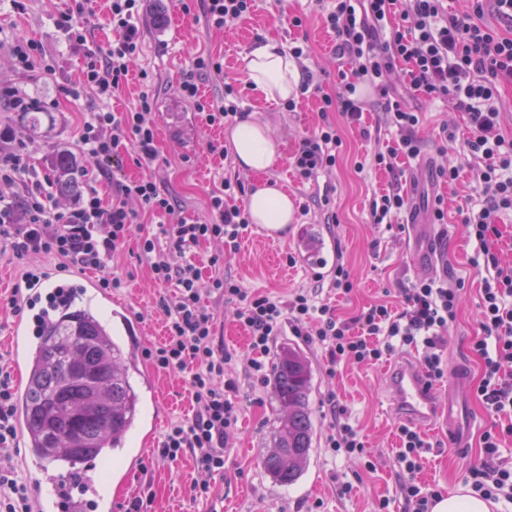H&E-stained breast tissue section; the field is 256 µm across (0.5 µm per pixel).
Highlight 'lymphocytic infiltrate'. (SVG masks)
Returning a JSON list of instances; mask_svg holds the SVG:
<instances>
[{"instance_id": "f902f5d3", "label": "lymphocytic infiltrate", "mask_w": 512, "mask_h": 512, "mask_svg": "<svg viewBox=\"0 0 512 512\" xmlns=\"http://www.w3.org/2000/svg\"><path fill=\"white\" fill-rule=\"evenodd\" d=\"M106 26L116 37L107 48H90L89 31L81 21L87 0H66L55 17L56 27L69 43L83 52L76 81L63 86L64 95L89 93L111 97L128 82L141 51L135 24L142 0H108ZM328 29L340 40L335 94L319 96L324 119L317 133L306 139L294 157L293 167L302 178L335 169L342 139L330 113L348 123L360 124L368 100L364 89L377 92L384 101L385 123L396 136L394 147L371 156L373 166L392 168L397 154L417 156L415 128L419 115L403 99L390 93L386 78L397 62H405L409 95L443 99L465 113L470 135L463 142L467 167L446 163L438 175L455 183L469 170L476 196L461 222L476 245L472 260L483 275L479 305L481 336L471 349L480 361L474 390L494 424L480 437L483 461L472 468L469 479L481 499L512 507V465L502 450L512 438V266L502 265L497 249L501 237L500 213L512 210V139L500 131L503 105L501 89L512 86V0H471L468 13L453 10L448 0H335L323 16ZM6 58L11 70L28 74L34 69L52 72L40 45L18 36L9 43ZM221 62L198 55L183 71L177 91L193 102L208 125L221 126L240 118L242 109L234 84L224 86V101L201 99L199 89L206 76L223 77ZM144 88L136 102L123 112L99 109L85 119L79 142L91 163L86 185L69 204L51 190L48 176L32 163L25 140L11 128L0 130V241H6L15 257L48 255L80 269L95 270L99 284L112 285L109 263L132 232L139 214L169 216L163 233L167 251H160L156 237L141 239V249L151 255L156 281L174 283V300L160 299L166 317V337L160 346L143 355L156 369L184 372L193 400L191 417L173 423L165 433L157 459L174 463L191 456L206 473L224 470L227 436L238 423L239 386L228 370L230 354L217 334L213 313L201 300L200 272L186 255L205 241L222 242L234 251L247 229L249 216L241 182L222 179L210 195L211 217L204 222L175 218L169 196L162 192L152 168L159 157L155 143L153 87L155 78L141 72ZM134 152L144 176L112 184V199L104 201L98 190L115 160ZM211 290L236 302L234 316L249 334L253 353L247 364L254 375L266 373L259 359L284 326L309 332L324 349L329 368L344 362L373 365L395 347L423 348L422 368L431 381L445 375L443 348L449 325L459 310L461 285L450 286L433 278L415 281L402 289L400 306L374 303L351 318H340L328 305H315L310 292L294 290L281 300L264 293H250L232 278L217 277ZM15 385L7 365H0V512H36L28 478L14 465L17 428L14 418ZM331 417L328 446L333 454H362L365 438L354 427L346 408L328 398ZM397 466L403 476L405 512H432L441 493L415 484L433 445L426 433L411 423L397 427Z\"/></svg>"}]
</instances>
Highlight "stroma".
<instances>
[{"label":"stroma","mask_w":512,"mask_h":512,"mask_svg":"<svg viewBox=\"0 0 512 512\" xmlns=\"http://www.w3.org/2000/svg\"><path fill=\"white\" fill-rule=\"evenodd\" d=\"M63 0H29L26 13L11 9L8 0H0V41L25 36L41 43L56 60V70L32 78L12 72L0 62V81L22 88L30 97L47 102L58 100L57 109L49 113L40 129L28 132L24 114L0 111V126L28 133L37 170H46V156L55 150L76 153L79 150L78 128L87 113L99 108L123 112L131 107L143 85L138 73H131L126 88L118 95L100 100L91 95L79 98L63 97L59 89L77 79L82 54L74 49L54 24V15ZM330 0H255L254 10L246 19L227 24L224 30L206 32L198 0L190 11H183L179 0H148L145 13L137 19L141 33L140 67L156 77L155 112L159 162L155 175L166 194L173 197L178 213L189 220H202L209 215V193L220 178L231 177L254 188L259 177L241 170L230 158L210 153L206 145L228 142L227 127H210L202 122L193 103L179 101L177 86L182 71L204 52L218 57L224 66L223 79L206 78L201 85L204 98L215 100L224 93L227 82H235L241 90L242 108L266 123L282 142L284 159L267 175L279 188L287 191L295 207H308V214L296 215L287 233L269 242L256 230L247 229L239 241L237 252H226L222 243L207 241L197 246L192 256L202 273V287H209L216 276H229L240 281L249 292H262L287 298L289 292L305 288L315 293L317 304H326L344 318L352 317L362 307L378 301L400 305L402 288L423 276L445 277L449 281H464L460 308L455 322L448 328L443 350L445 364L463 363L469 378L477 380L479 360L471 343L481 333L478 305L482 275L471 262L475 245L470 242L459 215L468 197L474 194V184L462 178L447 184L436 174L442 160H459L461 141L468 135L464 114L453 111L441 100L417 97L413 105L420 114L416 128L420 142L417 158L398 156L394 172L368 167L358 169L357 161L367 153L393 144L395 135L380 129L382 114L371 108L363 116V127L350 126L339 114H332L343 140V155L335 170L328 175L302 180L293 172L290 158L303 139L317 130L321 123L317 99L311 95L297 96V108L289 112L280 102L266 99L249 85L243 58L249 50L270 38L283 44L293 39L306 40L311 56L310 68L325 72L323 89L336 88V37L328 30L322 15L330 8ZM304 19L302 28L288 24L292 15ZM179 101L182 112L197 122V145L186 149L178 124L169 115L168 102ZM446 120L459 127V140L443 145L438 127ZM379 131V138H367L365 130ZM78 168H86V159L78 157ZM400 183L405 194H418L422 212H429L435 197H443L448 211L447 224H428L417 230L419 246L429 260L428 270L414 264L407 243L404 224L408 217L399 214L394 227L369 221V208L374 195ZM333 208L339 222L324 221L326 208ZM164 219L160 216L140 218L134 231L115 253L112 276L118 280L113 289L115 300L127 304L137 324L133 338L138 349L160 345L165 337V317L158 303L172 296L174 286L155 283L150 271L151 259L142 254L139 238L159 235ZM311 227L326 246L328 255L342 254L351 268L355 287L350 295L337 294L335 289L317 287L308 265H288L287 255L296 253V235ZM59 260L48 256L17 259L10 250L0 251V294L10 295L21 287L23 274L28 270L55 271ZM206 302L213 312L217 332L233 356V375L239 382L237 399L242 410L236 428L230 433L228 459L220 474L205 475L191 457L176 463L154 462L148 472H136L129 482L113 481L104 485V495L126 507L132 497H151L148 512H376L379 500H389L391 512H402L404 499L402 479L398 474L395 456L398 450L396 427L404 417L394 412L391 392L387 386V371L399 361L418 357L414 348H398L379 364L367 366L344 363L335 375L326 372L325 353L320 345L304 336L283 328L274 337L265 356L273 364L277 350L293 344L304 353L312 372L310 404L313 412L314 439L310 462L294 485L282 487L265 473L261 459L271 449V432L275 418V401L271 384L259 385L251 378L246 361L248 338L246 331L233 318L232 305L224 303L218 294H210ZM138 367L147 381L153 382L155 400L145 404V419H158L160 428L190 417L192 397L187 376L178 372L155 370L147 360ZM348 410L350 422L366 437V456L343 457L331 455L325 447L330 431V419L322 404L328 392ZM427 435L434 444L415 482L422 487L449 492L465 483L470 468L481 462L478 440H471L463 454L448 452V434L444 427L428 428ZM372 461L373 470H366L365 461ZM209 481V499L194 497L196 482ZM352 483L348 496H340L341 483Z\"/></svg>","instance_id":"35a3bbf8"}]
</instances>
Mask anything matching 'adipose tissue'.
<instances>
[{"instance_id": "ef3b65f1", "label": "adipose tissue", "mask_w": 512, "mask_h": 512, "mask_svg": "<svg viewBox=\"0 0 512 512\" xmlns=\"http://www.w3.org/2000/svg\"><path fill=\"white\" fill-rule=\"evenodd\" d=\"M244 62L251 88L274 100L285 101L297 95L300 73L276 41L255 47ZM228 139L236 165L251 173L268 172L283 156L281 141L266 124L252 118L238 121ZM246 209L255 224L282 227L295 218L294 203L288 194L269 184L258 185L249 194Z\"/></svg>"}]
</instances>
